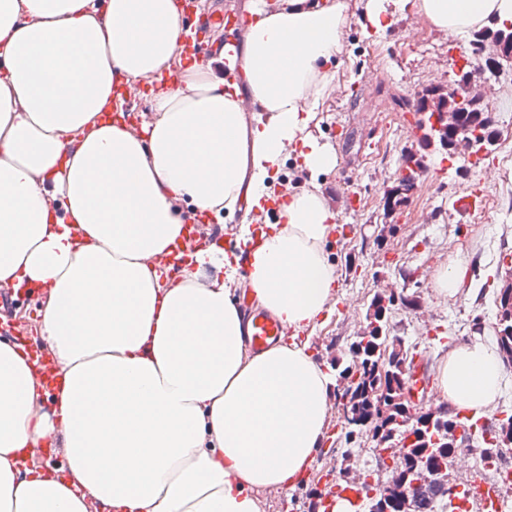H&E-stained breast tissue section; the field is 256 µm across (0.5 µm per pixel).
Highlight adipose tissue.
I'll use <instances>...</instances> for the list:
<instances>
[{"mask_svg": "<svg viewBox=\"0 0 512 512\" xmlns=\"http://www.w3.org/2000/svg\"><path fill=\"white\" fill-rule=\"evenodd\" d=\"M438 29L512 21V0H412ZM342 0H249L229 74L188 63L178 0H0V288L38 290L47 389L23 345L0 338V512H261L322 445L335 382L301 339L331 309L336 214L293 192L269 234L163 263L184 210L263 205L286 157L336 164L310 136L328 90ZM166 74L140 126L113 121L124 87ZM290 329L255 351L232 251ZM215 273H208V266ZM508 374L482 332L452 346L438 390L492 412ZM61 449V472L40 453Z\"/></svg>", "mask_w": 512, "mask_h": 512, "instance_id": "obj_1", "label": "adipose tissue"}]
</instances>
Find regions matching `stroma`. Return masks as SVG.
I'll return each mask as SVG.
<instances>
[{"instance_id":"35a3bbf8","label":"stroma","mask_w":512,"mask_h":512,"mask_svg":"<svg viewBox=\"0 0 512 512\" xmlns=\"http://www.w3.org/2000/svg\"><path fill=\"white\" fill-rule=\"evenodd\" d=\"M345 26L340 52L331 68L334 92L320 99L309 133L336 152V166L311 178L295 159L286 160L271 180L276 196L284 180L299 179L301 188L319 184L327 206L348 228L344 239L330 241L338 288L330 314L306 340L320 363L343 355L362 328L378 293H395L388 312L393 335L414 353L424 355L428 380L450 345L465 341L475 327L493 335L494 302L512 268V194L496 192L485 169L495 162L488 153L476 163L459 166L439 145L424 146L401 99L421 94L433 83L448 84L454 60L467 54L469 36L450 38L429 23H418L412 9L386 7L390 25L382 32L365 25L360 0H344ZM457 49H450L449 40ZM382 73L374 90L363 87L368 67ZM424 153L427 170L422 190L412 191L406 205L387 214L384 191L408 153ZM480 190L478 211L463 213L454 201ZM463 264L461 291L437 294L434 279L448 266L451 252ZM416 300L407 308L405 300ZM341 456L317 455L303 485L281 495L262 494V512H286V503L304 497L308 485L325 481Z\"/></svg>"}]
</instances>
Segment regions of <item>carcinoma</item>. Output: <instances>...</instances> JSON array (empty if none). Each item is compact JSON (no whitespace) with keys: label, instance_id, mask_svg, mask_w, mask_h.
I'll return each instance as SVG.
<instances>
[{"label":"carcinoma","instance_id":"obj_1","mask_svg":"<svg viewBox=\"0 0 512 512\" xmlns=\"http://www.w3.org/2000/svg\"><path fill=\"white\" fill-rule=\"evenodd\" d=\"M512 39V29L492 18L489 24L472 34L470 52L485 49L489 42ZM466 119L462 131L456 139L448 138V132L431 129L442 147L448 150V158L461 155L458 144L465 143V152L476 154L486 146L491 148L494 141L489 132L495 130V121L485 103L472 94H466ZM456 94L443 87L434 86L422 96L421 108L431 115L457 112ZM422 173L421 161L409 154L399 168L395 185L388 189L385 197L390 199L387 210L394 211L403 206L407 195L413 191ZM394 297L377 295L366 313V325L355 337L343 358H336L331 365L337 372L336 394H346L352 401L354 415L349 421H341V429L336 436L337 444L351 445L367 435L375 445L390 448L401 439L413 438L406 454L398 462L405 482L394 486L390 495L399 497L406 493L410 483L417 479L419 472L427 467H448V453L456 451L453 441L477 439L484 430L459 431L463 421L447 408H439L429 413L433 422L420 424L416 418L417 408L403 400L406 375L404 369L410 367L413 354L405 349L403 340L391 335L387 312L393 305ZM497 322L494 331L500 353H512V284L496 292ZM460 437H455V433ZM512 446V415L502 420L494 431L492 440L487 443L484 465L491 466L490 458L498 455L501 448ZM460 497V493H448L438 489L429 501L421 504L417 512H444L446 501Z\"/></svg>","mask_w":512,"mask_h":512}]
</instances>
